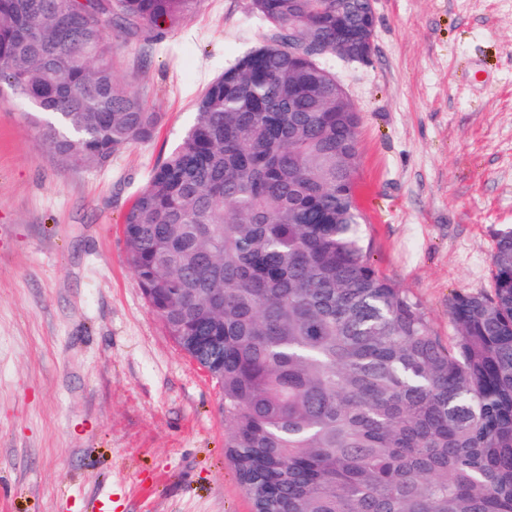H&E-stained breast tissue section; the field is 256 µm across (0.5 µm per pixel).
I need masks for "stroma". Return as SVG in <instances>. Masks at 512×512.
I'll use <instances>...</instances> for the list:
<instances>
[{"mask_svg": "<svg viewBox=\"0 0 512 512\" xmlns=\"http://www.w3.org/2000/svg\"><path fill=\"white\" fill-rule=\"evenodd\" d=\"M267 37L249 0H202L114 39L159 123L102 165L49 151L32 106L0 102V512H252L220 387L151 313L122 227L206 86ZM331 69L361 116L369 260L448 338L449 299L490 291L512 227V0H375L371 61Z\"/></svg>", "mask_w": 512, "mask_h": 512, "instance_id": "stroma-1", "label": "stroma"}]
</instances>
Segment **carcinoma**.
<instances>
[{
  "instance_id": "cac0c4a2",
  "label": "carcinoma",
  "mask_w": 512,
  "mask_h": 512,
  "mask_svg": "<svg viewBox=\"0 0 512 512\" xmlns=\"http://www.w3.org/2000/svg\"><path fill=\"white\" fill-rule=\"evenodd\" d=\"M202 0H0V86L43 144L101 165L159 116L114 72L110 31L157 33ZM371 0H251L272 31L196 102L124 220L128 264L176 344L213 372L224 447L257 512H512V228L493 288L448 301L443 343L368 258L360 115L325 62Z\"/></svg>"
}]
</instances>
